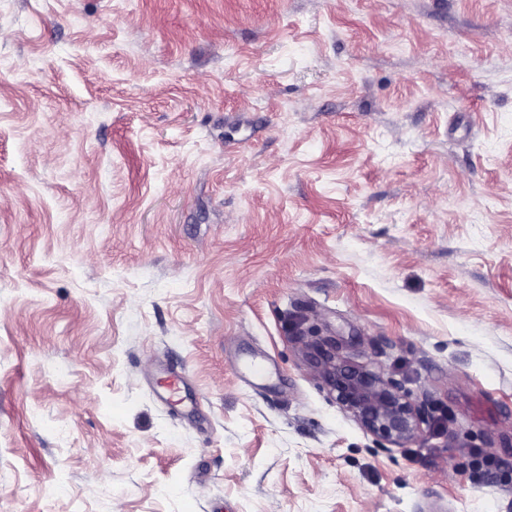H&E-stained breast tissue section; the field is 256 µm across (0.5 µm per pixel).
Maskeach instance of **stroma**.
Returning <instances> with one entry per match:
<instances>
[{"mask_svg": "<svg viewBox=\"0 0 512 512\" xmlns=\"http://www.w3.org/2000/svg\"><path fill=\"white\" fill-rule=\"evenodd\" d=\"M0 512H512V0H0ZM335 338H328L306 355L314 375L336 403L378 441L403 446L423 437L424 404L409 399L402 386L371 368L338 355Z\"/></svg>", "mask_w": 512, "mask_h": 512, "instance_id": "35a3bbf8", "label": "stroma"}]
</instances>
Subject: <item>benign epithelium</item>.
Wrapping results in <instances>:
<instances>
[{"mask_svg": "<svg viewBox=\"0 0 512 512\" xmlns=\"http://www.w3.org/2000/svg\"><path fill=\"white\" fill-rule=\"evenodd\" d=\"M336 339L328 338L306 352L314 375L336 403L378 441L403 446L420 441L426 421L425 405L409 399L402 386L336 353Z\"/></svg>", "mask_w": 512, "mask_h": 512, "instance_id": "7a95c632", "label": "benign epithelium"}]
</instances>
